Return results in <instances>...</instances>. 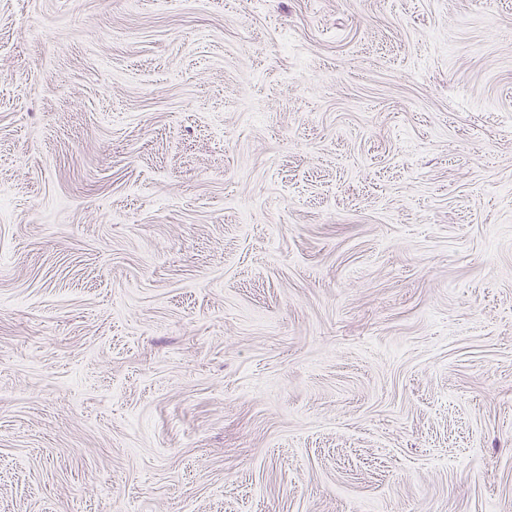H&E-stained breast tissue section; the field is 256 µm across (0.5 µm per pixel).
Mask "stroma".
<instances>
[{"label":"stroma","mask_w":512,"mask_h":512,"mask_svg":"<svg viewBox=\"0 0 512 512\" xmlns=\"http://www.w3.org/2000/svg\"><path fill=\"white\" fill-rule=\"evenodd\" d=\"M0 512H512V0H0Z\"/></svg>","instance_id":"35a3bbf8"}]
</instances>
